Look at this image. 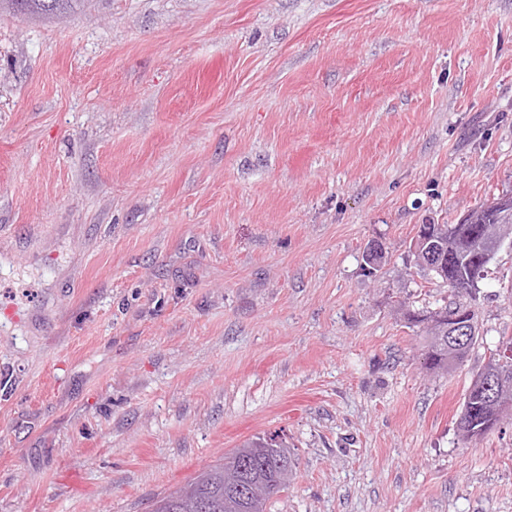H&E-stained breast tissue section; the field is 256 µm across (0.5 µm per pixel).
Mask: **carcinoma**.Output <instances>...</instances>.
Instances as JSON below:
<instances>
[{"instance_id": "1", "label": "carcinoma", "mask_w": 512, "mask_h": 512, "mask_svg": "<svg viewBox=\"0 0 512 512\" xmlns=\"http://www.w3.org/2000/svg\"><path fill=\"white\" fill-rule=\"evenodd\" d=\"M85 0H0V12L6 10L29 18H62L70 14ZM504 201L494 197L469 210L466 222L484 225V240L512 241V191ZM429 249L451 256L459 287H448V296L440 302L427 303L415 308L404 299L397 300V310L406 326L420 332L423 337L422 368L435 375H445L461 365L470 349H459L448 341V331L437 324H427L428 314L452 307L465 320L477 319L471 305L473 296L467 293L465 283L471 272L479 273V280L488 276L487 259L476 264L478 241L460 237L451 243L438 226L427 228ZM497 405L503 412L496 423H491L493 412L485 402L473 398V414L464 413L458 422V434L470 443L474 436L484 437L496 430L505 419L512 420V364L498 367ZM296 468V459L285 441L276 436L248 438L229 454L204 467L184 486L159 495L153 500L151 512H268L269 502L288 487Z\"/></svg>"}]
</instances>
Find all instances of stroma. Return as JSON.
<instances>
[{
    "label": "stroma",
    "mask_w": 512,
    "mask_h": 512,
    "mask_svg": "<svg viewBox=\"0 0 512 512\" xmlns=\"http://www.w3.org/2000/svg\"><path fill=\"white\" fill-rule=\"evenodd\" d=\"M506 190L512 0L1 13L0 512H148L258 434L271 512H512V424L457 430L512 249L450 374L393 308L447 292L419 225Z\"/></svg>",
    "instance_id": "1"
}]
</instances>
